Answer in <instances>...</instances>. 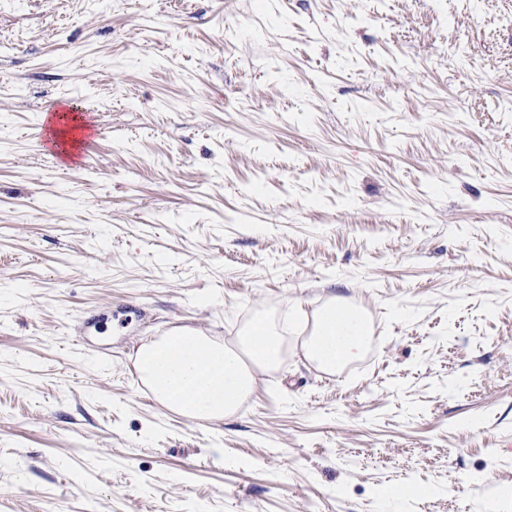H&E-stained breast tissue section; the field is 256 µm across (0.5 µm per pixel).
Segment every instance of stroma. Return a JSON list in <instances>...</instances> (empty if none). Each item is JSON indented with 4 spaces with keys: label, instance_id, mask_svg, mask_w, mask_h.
Listing matches in <instances>:
<instances>
[{
    "label": "stroma",
    "instance_id": "35a3bbf8",
    "mask_svg": "<svg viewBox=\"0 0 512 512\" xmlns=\"http://www.w3.org/2000/svg\"><path fill=\"white\" fill-rule=\"evenodd\" d=\"M333 293L336 373L138 381ZM0 512H512V0H0ZM46 121L44 127L54 125L58 128H65L79 139L88 143L96 136L95 125L83 112H71L68 105L56 104L44 112ZM283 346L278 326L259 316L237 336V348L182 328L143 346L134 366L160 403L187 417L221 421L254 392L259 371L278 366Z\"/></svg>",
    "mask_w": 512,
    "mask_h": 512
}]
</instances>
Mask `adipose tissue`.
<instances>
[{
    "label": "adipose tissue",
    "instance_id": "adipose-tissue-1",
    "mask_svg": "<svg viewBox=\"0 0 512 512\" xmlns=\"http://www.w3.org/2000/svg\"><path fill=\"white\" fill-rule=\"evenodd\" d=\"M369 335L360 312L334 296L315 313L303 354L321 371L332 373L360 354ZM283 346L277 325L263 316L241 331L233 347L182 328L143 346L135 370L170 409L191 418L221 421L234 415L254 392L258 372L278 366Z\"/></svg>",
    "mask_w": 512,
    "mask_h": 512
}]
</instances>
